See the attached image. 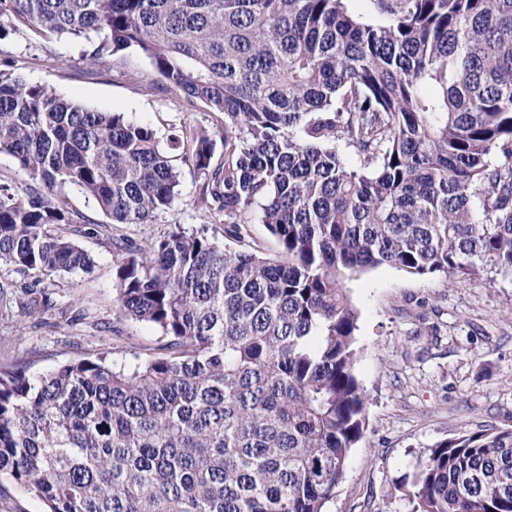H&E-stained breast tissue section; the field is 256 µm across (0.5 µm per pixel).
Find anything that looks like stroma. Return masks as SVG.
Segmentation results:
<instances>
[{"label":"stroma","mask_w":512,"mask_h":512,"mask_svg":"<svg viewBox=\"0 0 512 512\" xmlns=\"http://www.w3.org/2000/svg\"><path fill=\"white\" fill-rule=\"evenodd\" d=\"M68 39L29 32L0 41V64L87 107L121 112L159 136L186 128L207 133L224 160L219 140L224 116L188 104L177 92L148 84L149 64L136 50L102 68L81 58ZM180 200L154 223L121 232L142 245L170 225L207 227L236 247L201 206L202 180L175 158ZM66 208L98 224L75 234L95 261L92 273L51 278L0 265V365L16 364L34 376L107 351L117 364L158 353L165 339L152 325L113 320L117 252L108 217L77 191ZM358 312L356 374L368 393L362 439L352 448L344 476L326 512H410L413 474L438 442L487 428L512 429V280L421 277L380 267L346 283Z\"/></svg>","instance_id":"obj_1"}]
</instances>
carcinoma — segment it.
<instances>
[{"label":"carcinoma","mask_w":512,"mask_h":512,"mask_svg":"<svg viewBox=\"0 0 512 512\" xmlns=\"http://www.w3.org/2000/svg\"><path fill=\"white\" fill-rule=\"evenodd\" d=\"M0 0V40L26 29L85 43L104 66L134 49L153 76L224 114V162L196 131L170 141L201 203L242 238L260 207L270 259L173 224L123 247L114 319L151 324L163 353L82 359L36 376L0 365V477L49 512H324L363 436L358 314L345 280L512 278V0ZM0 264L88 274L63 232L170 209L180 174L156 133L0 68ZM414 512H512V429L437 443ZM347 9L356 18L370 22H384L385 16L377 10L373 0H348ZM0 183L21 187L28 183V176L17 160L7 154H0Z\"/></svg>","instance_id":"1"}]
</instances>
